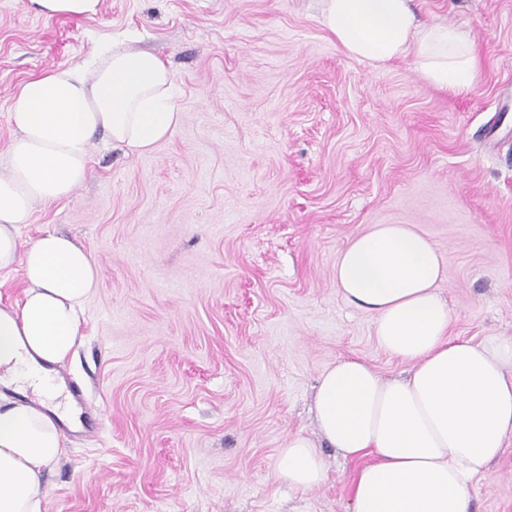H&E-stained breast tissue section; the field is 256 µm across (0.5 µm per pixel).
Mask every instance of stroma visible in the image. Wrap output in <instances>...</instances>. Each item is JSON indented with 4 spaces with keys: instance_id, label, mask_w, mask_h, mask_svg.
Wrapping results in <instances>:
<instances>
[{
    "instance_id": "stroma-1",
    "label": "stroma",
    "mask_w": 512,
    "mask_h": 512,
    "mask_svg": "<svg viewBox=\"0 0 512 512\" xmlns=\"http://www.w3.org/2000/svg\"><path fill=\"white\" fill-rule=\"evenodd\" d=\"M416 5L475 41L468 91L410 57L348 56L318 0H102L50 20L0 0V175L18 85L105 42L160 56L181 114L151 152L96 143L89 179L19 229L25 245L70 234L99 267L65 363L94 429L66 436L45 512H351L358 462L324 449L326 480L301 492L275 460L289 435L316 437L337 358L385 379L412 367L336 288L339 252L373 225L436 246L450 339H512V0ZM470 512H512V438Z\"/></svg>"
}]
</instances>
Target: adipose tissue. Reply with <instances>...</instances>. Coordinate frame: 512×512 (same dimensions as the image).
Returning <instances> with one entry per match:
<instances>
[{"label":"adipose tissue","instance_id":"ef3b65f1","mask_svg":"<svg viewBox=\"0 0 512 512\" xmlns=\"http://www.w3.org/2000/svg\"><path fill=\"white\" fill-rule=\"evenodd\" d=\"M319 22L350 57L384 63L414 57L422 76L455 93L478 73L470 36L419 22L415 0H319ZM15 135L0 176V272L21 268L18 306L0 307V512H45L42 476L63 453L56 400L63 364L82 338V312L98 286L92 252L45 234L22 245L33 209L68 198L91 171L95 136L141 154L169 138L180 114L173 78L158 56L107 43L83 66L44 71L12 97ZM336 286L371 312L389 354L413 361L385 381L356 357L321 374L315 416L323 441L361 461L353 512H468L471 490L512 438V342L449 339L450 310L436 287L447 275L434 244L406 224H377L336 259ZM38 400L24 399L25 390ZM276 470L298 490L327 477L312 439L280 448Z\"/></svg>","mask_w":512,"mask_h":512}]
</instances>
